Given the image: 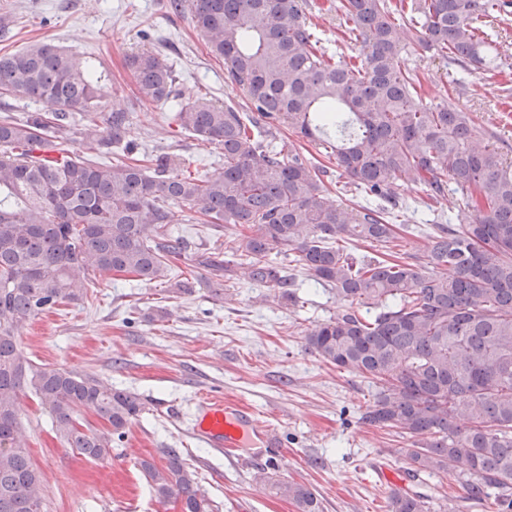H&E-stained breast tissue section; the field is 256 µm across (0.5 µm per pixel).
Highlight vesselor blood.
<instances>
[{"instance_id": "vessel-or-blood-1", "label": "vessel or blood", "mask_w": 512, "mask_h": 512, "mask_svg": "<svg viewBox=\"0 0 512 512\" xmlns=\"http://www.w3.org/2000/svg\"><path fill=\"white\" fill-rule=\"evenodd\" d=\"M192 433L195 438L231 459L250 438L262 444L269 458H276L280 453V441L272 426L261 422L249 406L219 395L201 400Z\"/></svg>"}]
</instances>
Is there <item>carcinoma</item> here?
<instances>
[{
    "label": "carcinoma",
    "instance_id": "1",
    "mask_svg": "<svg viewBox=\"0 0 512 512\" xmlns=\"http://www.w3.org/2000/svg\"><path fill=\"white\" fill-rule=\"evenodd\" d=\"M505 0H339V26L360 45L358 60L323 59L307 0H191L195 27L224 58L227 79L252 112L199 98L178 105L182 130L224 154V170L196 178L171 156L152 171L138 163L91 164L68 155L67 118L86 120L97 148L120 144L129 112L112 100L108 127L92 117L101 77L78 56L45 42L0 56V92L49 108L25 120H0V512H44L41 474L18 421L23 391L34 394L57 437L89 461L112 457L146 405L134 392L92 374L27 359L19 337L32 318L87 296L82 273L134 274L161 283L181 242L165 233L170 207L185 204L210 224L246 226L228 242L244 253V275L293 302L294 277L272 255L291 252L344 310L305 332L323 361L375 383L365 424L396 430L408 470L465 476L468 499L497 491L499 512H512V161L477 135L473 114L454 103H424L404 63L417 42L464 71L489 68L497 56L486 26L507 15ZM141 99L176 101L171 65L152 50L127 56ZM319 137L325 154L368 202L331 201L319 171L294 146L270 149L258 118ZM422 184L431 198L453 183L474 222L435 224L427 262L371 258L357 262L345 243L387 246L389 219L407 210L398 182ZM451 271L441 274V269ZM378 308L372 316L359 307ZM83 409L110 424L78 422ZM466 426H458V420ZM165 465L143 459L139 471L156 501L179 512L217 506L177 448ZM301 512H321L314 492L254 475ZM390 512H429L417 492L394 493Z\"/></svg>",
    "mask_w": 512,
    "mask_h": 512
}]
</instances>
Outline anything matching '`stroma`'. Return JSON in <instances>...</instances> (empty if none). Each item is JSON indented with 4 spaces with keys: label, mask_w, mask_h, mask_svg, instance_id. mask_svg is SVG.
<instances>
[{
    "label": "stroma",
    "mask_w": 512,
    "mask_h": 512,
    "mask_svg": "<svg viewBox=\"0 0 512 512\" xmlns=\"http://www.w3.org/2000/svg\"><path fill=\"white\" fill-rule=\"evenodd\" d=\"M311 3L328 53L335 62H354L359 50L343 42L337 0ZM490 38L501 52L491 70L459 74L419 44L409 48L405 64L415 70L424 101H451L472 112L482 133L507 144L512 159V17L493 28ZM38 40L81 55L103 72L100 116L111 112L116 95L130 108L124 145L107 152L87 149L82 122L72 117L68 147L73 154L91 163L175 155L189 160L198 176L223 170V155L181 130L172 106L138 101L135 76L125 64L134 50H157L176 71L180 102L207 97L246 109L245 93L225 82L224 61L210 52L189 9H174L171 0H0V55ZM289 141L312 163L326 167L328 198L350 207L361 203L358 192L338 194L344 179L319 142L277 127L274 144ZM399 193L412 205L404 215L411 225L446 219L460 227L474 217L451 190L432 204L421 185L401 184ZM188 213V207L172 206L167 230L183 243L174 268L195 272L191 293L173 298L163 283L92 273L87 299L39 315L21 331L22 349L32 361L94 374L138 394L147 408L115 445L111 460L91 462L56 438L34 396L22 395L19 420L42 473L46 512H178L155 501L137 468L143 459L161 461L164 448L180 449L194 465L219 512H299L292 500L253 483V473L265 467L278 479L308 486L322 512H389L390 491L375 483L372 464L385 457L405 469L399 450L406 440L362 423L373 402L367 380L305 348L306 330L339 313L335 294L299 271L298 301L287 307L277 300L276 289L237 274L213 276L202 258L223 253L238 229L190 224ZM208 392L252 406L277 428L282 454L268 460L254 443L241 449L243 462L237 465L192 437L196 406ZM411 488L428 497L431 512H498L493 503L467 501L464 478L456 470L440 478L420 476Z\"/></svg>",
    "instance_id": "obj_1"
}]
</instances>
